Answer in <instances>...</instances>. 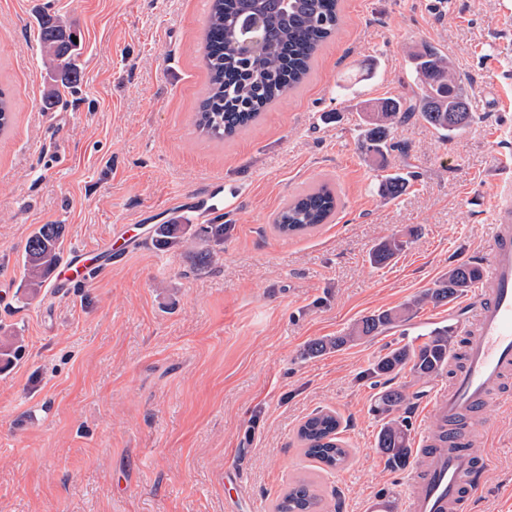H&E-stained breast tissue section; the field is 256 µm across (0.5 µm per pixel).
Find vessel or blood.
I'll return each mask as SVG.
<instances>
[{
  "label": "vessel or blood",
  "mask_w": 512,
  "mask_h": 512,
  "mask_svg": "<svg viewBox=\"0 0 512 512\" xmlns=\"http://www.w3.org/2000/svg\"><path fill=\"white\" fill-rule=\"evenodd\" d=\"M489 248L482 261L484 288L470 302V316L459 326L465 337L463 361L449 359L448 385L438 391L435 411L447 441L423 439L420 468L410 477L406 512H465L481 488L487 461L478 445V423L487 406L512 374V181H504L493 204ZM125 242L114 241L91 253L73 248L52 277L59 288L86 282L127 254Z\"/></svg>",
  "instance_id": "vessel-or-blood-1"
}]
</instances>
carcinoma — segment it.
I'll return each mask as SVG.
<instances>
[{"instance_id": "cac0c4a2", "label": "carcinoma", "mask_w": 512, "mask_h": 512, "mask_svg": "<svg viewBox=\"0 0 512 512\" xmlns=\"http://www.w3.org/2000/svg\"><path fill=\"white\" fill-rule=\"evenodd\" d=\"M340 25L338 0H294L288 13L279 10L274 0H210L205 32V64L208 86L200 102L197 126L201 132L222 139L245 128L268 105L299 86L308 76L320 46ZM75 30L50 15H43L38 32L45 64L61 74L67 88L77 85L81 72L75 62ZM413 81L418 95L383 103L380 112L361 116L360 149L374 160L384 161L397 144L389 141L390 129L417 118L431 126L443 139H449L468 127L473 113H456L467 105L463 80L448 57L438 49L426 47L409 55ZM14 105L0 90V129L9 128ZM410 179L388 175L380 185L385 198L403 195ZM338 197L326 185L302 192L289 200L273 217V226L281 235L306 232L333 219ZM64 225L43 224L27 239L22 257L24 287L36 292L60 262L59 240ZM220 244L224 225L162 224L155 242L165 248L186 246L196 240ZM408 241L396 237L380 241L369 259L384 265L407 247ZM481 280L479 266L463 262L448 268L435 287L399 306L377 310L362 317L348 332L333 338L308 343L305 352L321 355L331 349L375 337L384 331L410 322L425 304H445L462 295ZM454 328L438 327L427 333L418 346L405 344L379 357L372 374L385 379L377 393L374 412L381 417L376 448L392 468L406 465L410 454L409 422L405 417L413 394L390 382L407 370L418 380L441 374L448 366V352ZM340 421L333 411L319 410L301 424L298 436L304 443V455L318 463V469L337 468L347 462L349 449L338 437ZM323 499L315 481L300 478L276 501L273 512H322Z\"/></svg>"}]
</instances>
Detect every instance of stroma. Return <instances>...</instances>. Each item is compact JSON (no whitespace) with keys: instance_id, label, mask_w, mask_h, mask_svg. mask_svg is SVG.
<instances>
[{"instance_id":"35a3bbf8","label":"stroma","mask_w":512,"mask_h":512,"mask_svg":"<svg viewBox=\"0 0 512 512\" xmlns=\"http://www.w3.org/2000/svg\"><path fill=\"white\" fill-rule=\"evenodd\" d=\"M80 36L77 91L45 67L38 20ZM205 0H0V87L15 102L0 135V512H273L315 476L324 512L401 503L409 466L388 467L367 372L387 349L460 325L465 298L425 305L406 326L317 357L314 339L480 262L500 181L512 179V0H341V26L304 82L249 128L215 140L195 125L208 74ZM431 44L461 74L473 123L443 140L422 121L394 130L383 167L358 148L368 103L411 97L409 54ZM59 103L45 111L43 101ZM411 176L399 198L384 175ZM327 183L331 223L278 234L272 216ZM64 225L61 253L116 225L141 243L82 288L21 291L40 225ZM162 224H226L209 266L195 245L161 249ZM415 230L383 266L381 239ZM447 374L414 382L413 444L434 429ZM340 417L348 463L316 470L297 430ZM490 459L468 512H512V405L492 401Z\"/></svg>"}]
</instances>
